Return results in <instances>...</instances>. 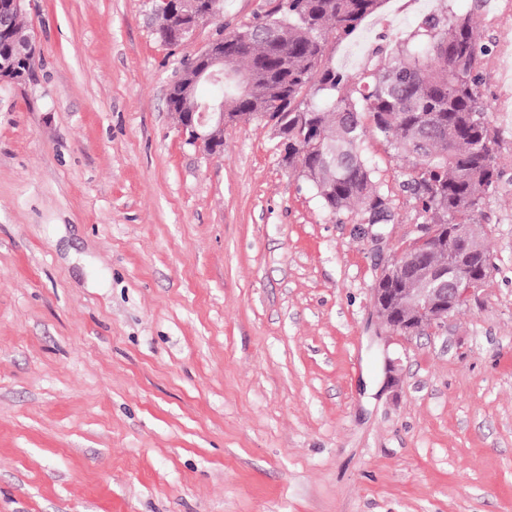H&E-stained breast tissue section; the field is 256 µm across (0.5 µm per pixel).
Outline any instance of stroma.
I'll return each instance as SVG.
<instances>
[{"instance_id": "stroma-1", "label": "stroma", "mask_w": 512, "mask_h": 512, "mask_svg": "<svg viewBox=\"0 0 512 512\" xmlns=\"http://www.w3.org/2000/svg\"><path fill=\"white\" fill-rule=\"evenodd\" d=\"M275 4L224 0L174 48L156 0H25L40 52L0 81V512H512V112L489 280L443 329L388 334L371 290L423 222L391 148L367 131L394 214L369 226L264 122L209 155L169 111L183 59ZM511 9L385 0L327 54L356 73L473 10L491 51Z\"/></svg>"}]
</instances>
